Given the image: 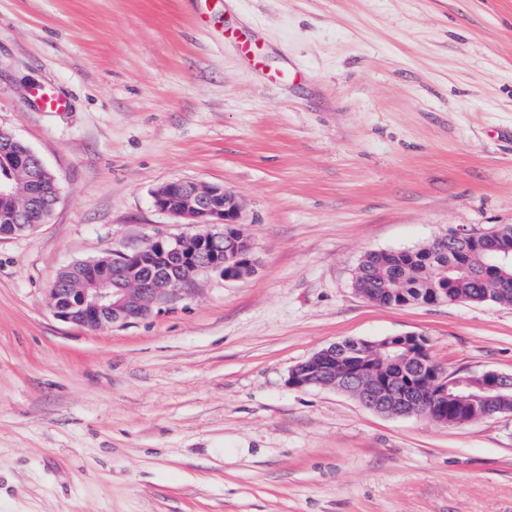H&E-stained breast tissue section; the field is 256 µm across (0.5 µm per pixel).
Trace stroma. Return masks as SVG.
Returning <instances> with one entry per match:
<instances>
[{
    "label": "stroma",
    "instance_id": "1",
    "mask_svg": "<svg viewBox=\"0 0 512 512\" xmlns=\"http://www.w3.org/2000/svg\"><path fill=\"white\" fill-rule=\"evenodd\" d=\"M0 127L60 182L0 239V512H512V413L288 383L407 333L512 374V306L353 287L367 252L512 224V0H0ZM175 180L240 198L255 272L120 327L57 318L65 267L197 232L153 204Z\"/></svg>",
    "mask_w": 512,
    "mask_h": 512
}]
</instances>
